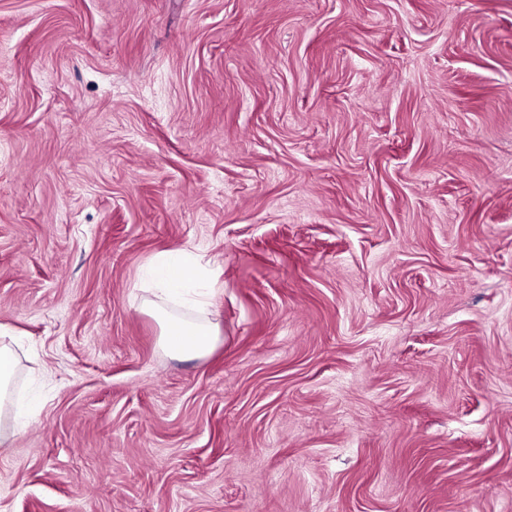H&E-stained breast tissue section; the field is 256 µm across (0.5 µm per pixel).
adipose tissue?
<instances>
[{
  "label": "adipose tissue",
  "mask_w": 512,
  "mask_h": 512,
  "mask_svg": "<svg viewBox=\"0 0 512 512\" xmlns=\"http://www.w3.org/2000/svg\"><path fill=\"white\" fill-rule=\"evenodd\" d=\"M156 297L145 304L161 327L163 345L173 356L200 359L214 347L217 329L206 319L172 313L168 301L188 300L196 308L205 307L210 286L203 279L204 267L190 247L158 257L151 268Z\"/></svg>",
  "instance_id": "adipose-tissue-1"
}]
</instances>
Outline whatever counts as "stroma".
<instances>
[{
    "label": "stroma",
    "instance_id": "1",
    "mask_svg": "<svg viewBox=\"0 0 512 512\" xmlns=\"http://www.w3.org/2000/svg\"><path fill=\"white\" fill-rule=\"evenodd\" d=\"M1 324L0 512H512V0H0ZM191 246L158 257L151 268L156 300L143 305L161 327L163 346L173 356L201 359L214 347L216 326L207 319L179 316L168 310L167 302L186 300L196 308L207 305L210 288H217V280L210 284L203 280L204 267ZM189 297V298H186ZM17 356L12 348L0 345V415L7 404H11L12 381L17 369Z\"/></svg>",
    "mask_w": 512,
    "mask_h": 512
}]
</instances>
